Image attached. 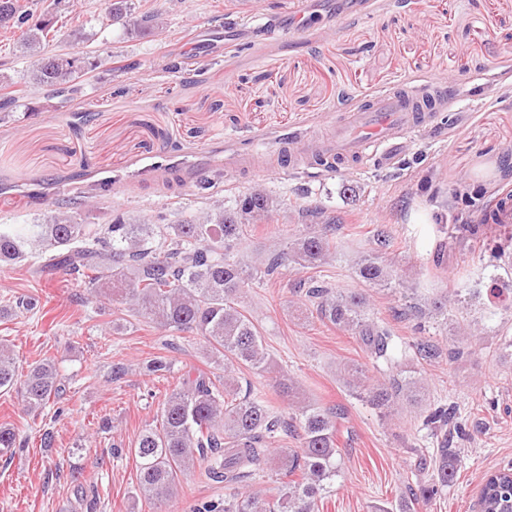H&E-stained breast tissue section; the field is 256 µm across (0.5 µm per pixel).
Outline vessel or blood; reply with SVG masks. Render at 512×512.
Here are the masks:
<instances>
[{
  "mask_svg": "<svg viewBox=\"0 0 512 512\" xmlns=\"http://www.w3.org/2000/svg\"><path fill=\"white\" fill-rule=\"evenodd\" d=\"M448 84L437 79L419 86H397L359 102L336 122V137L301 151L284 147L289 169L340 172L354 167L372 147L393 148L401 139L435 122L448 109Z\"/></svg>",
  "mask_w": 512,
  "mask_h": 512,
  "instance_id": "b4317fda",
  "label": "vessel or blood"
}]
</instances>
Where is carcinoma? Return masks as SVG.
Listing matches in <instances>:
<instances>
[{
	"mask_svg": "<svg viewBox=\"0 0 512 512\" xmlns=\"http://www.w3.org/2000/svg\"><path fill=\"white\" fill-rule=\"evenodd\" d=\"M107 9L131 34L156 29L154 16L136 14L130 0H109ZM31 19L27 0H0V30L21 31L32 84L53 97L77 94L95 62L83 55L44 53L57 14L47 11L33 24ZM272 210L270 197L256 190L232 210L218 206L183 224H128L120 215L107 224H79L58 213L22 232L0 231V263L17 264L34 256L40 260L39 273L65 267L79 287L120 300L151 327L170 336H199L207 364L224 369L222 377L184 369L176 387L164 395L156 420L128 449L137 462V491L156 512H167L180 479L196 467L209 481L224 485L228 494L224 502H205L194 512H315L336 484L342 409L299 402L285 416L243 386V371H272L261 329L243 306L249 288L282 268L328 264L337 252L330 225L315 224L259 257L255 265L241 264L236 251L243 226L268 218ZM464 228L476 236L478 257L499 260L512 252L509 225H500L503 233L497 237L481 235V224ZM356 273L371 288L391 287L392 271L377 253L361 256ZM396 292L404 300L402 316L448 324V296L418 299L407 288ZM304 298L319 321L358 337L371 356L391 360L397 336L373 316L365 293L311 280ZM410 347L427 363L446 355L445 344L435 336H419ZM15 371V358L0 343L1 390L13 388ZM338 374L351 394L383 417L392 420L413 412L431 435L441 437L434 449V478L414 494V500L429 505L456 476L455 459L448 458V429L466 435L456 408L424 404L422 380L412 373L400 371L371 383L365 366L351 363ZM61 386L54 361L31 366L20 387L24 406L34 413L45 408L59 396ZM280 435L296 438L299 447H271ZM17 444L15 430L0 425V458L10 460ZM270 471L280 476L277 491L269 495L254 490L253 484ZM479 506L481 512H512V465L487 475Z\"/></svg>",
	"mask_w": 512,
	"mask_h": 512,
	"instance_id": "obj_1",
	"label": "carcinoma"
}]
</instances>
